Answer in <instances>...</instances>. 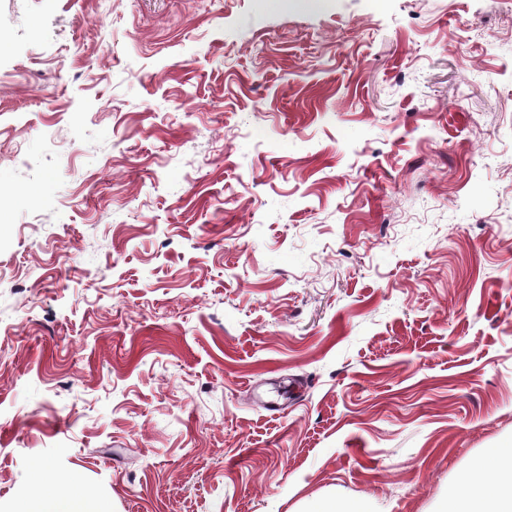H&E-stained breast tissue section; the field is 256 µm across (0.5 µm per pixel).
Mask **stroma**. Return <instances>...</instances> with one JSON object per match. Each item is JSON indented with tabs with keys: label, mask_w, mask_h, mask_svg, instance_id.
Wrapping results in <instances>:
<instances>
[{
	"label": "stroma",
	"mask_w": 512,
	"mask_h": 512,
	"mask_svg": "<svg viewBox=\"0 0 512 512\" xmlns=\"http://www.w3.org/2000/svg\"><path fill=\"white\" fill-rule=\"evenodd\" d=\"M0 512H432L512 443V0H0ZM37 490L17 512H106L103 503L90 496L76 481L56 492H43L42 485L56 480V475L43 465L36 467Z\"/></svg>",
	"instance_id": "1"
}]
</instances>
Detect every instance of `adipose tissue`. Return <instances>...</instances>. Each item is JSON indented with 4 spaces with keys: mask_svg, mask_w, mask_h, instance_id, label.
<instances>
[{
    "mask_svg": "<svg viewBox=\"0 0 512 512\" xmlns=\"http://www.w3.org/2000/svg\"><path fill=\"white\" fill-rule=\"evenodd\" d=\"M486 463L461 471L437 512H512V448H492ZM494 477H487V469ZM55 473L37 466L38 489L27 498L20 512H105L102 502L90 496L78 482L56 492L44 491Z\"/></svg>",
    "mask_w": 512,
    "mask_h": 512,
    "instance_id": "adipose-tissue-1",
    "label": "adipose tissue"
}]
</instances>
